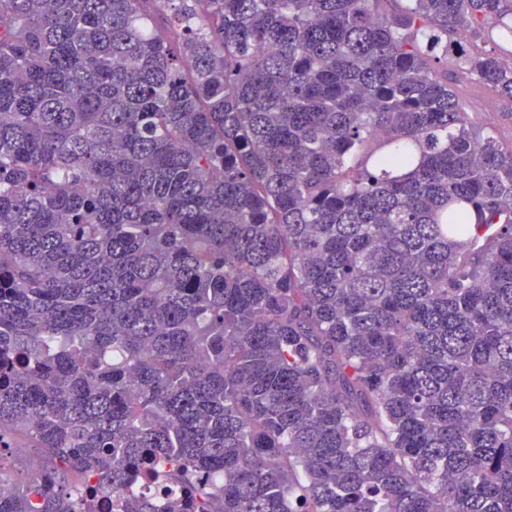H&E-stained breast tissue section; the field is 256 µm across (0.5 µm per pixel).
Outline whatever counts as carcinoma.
<instances>
[{
	"mask_svg": "<svg viewBox=\"0 0 512 512\" xmlns=\"http://www.w3.org/2000/svg\"><path fill=\"white\" fill-rule=\"evenodd\" d=\"M387 2L0 0V512H512V24ZM476 32H465L464 37H448V65H452L457 53L462 47L467 56L474 58L485 54L498 55L509 62L512 60V44L505 39L498 27L487 25L476 28ZM461 43L462 47H460ZM456 93L470 128L480 134H494L503 147L512 142V114L503 108L497 96L475 82L463 81L456 85Z\"/></svg>",
	"mask_w": 512,
	"mask_h": 512,
	"instance_id": "1",
	"label": "carcinoma"
}]
</instances>
